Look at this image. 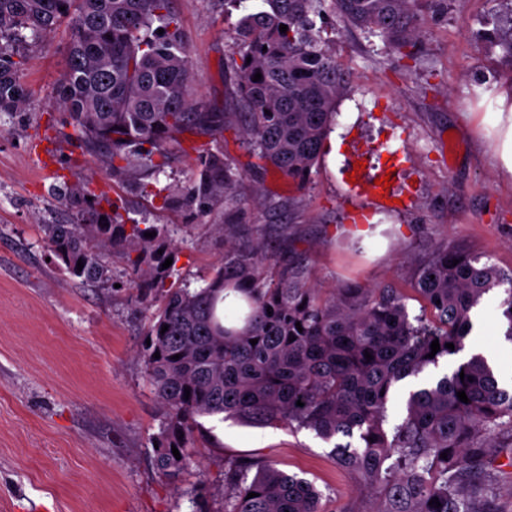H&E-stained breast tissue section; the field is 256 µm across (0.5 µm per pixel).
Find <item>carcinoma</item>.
Segmentation results:
<instances>
[{
	"label": "carcinoma",
	"instance_id": "cac0c4a2",
	"mask_svg": "<svg viewBox=\"0 0 512 512\" xmlns=\"http://www.w3.org/2000/svg\"><path fill=\"white\" fill-rule=\"evenodd\" d=\"M416 2L261 0L249 7L227 67L241 108L238 133L251 152L293 180H310L349 81L321 45L318 24L334 15L411 58L421 36ZM64 20L72 33L53 104L70 138L113 176L161 199V208L210 217L224 236V259L204 286L192 288L169 282L175 266L162 268L169 257L178 261L170 224H128L117 207L104 210L76 186L74 223L43 225L50 252L70 276L110 280L106 250L123 255L134 275L138 301L150 311L141 357L163 409L152 449L160 475L178 481L189 471L193 449L212 437L200 419L231 420L305 429L332 444L355 488L337 512H497L491 460L512 447V390L499 387L483 356L410 392L398 421L387 411L399 383L463 349L471 313L486 295L500 293L512 340V269L439 248L412 284L417 313L393 286L319 288L305 259L288 248V227L274 245L259 224L239 222L243 172L218 145L235 124L189 96L190 45L172 0H0V113L21 110L29 98L21 81L27 39ZM189 136L209 143L191 147L196 157L185 186H159L160 173L188 154ZM227 290L243 296L232 310L245 323L239 331L224 327ZM434 340L440 350L430 358ZM461 390L469 402L459 400ZM434 498L440 506L429 505ZM321 499L314 483L273 461H224L222 512H325Z\"/></svg>",
	"mask_w": 512,
	"mask_h": 512
}]
</instances>
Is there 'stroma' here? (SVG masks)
Here are the masks:
<instances>
[{
	"label": "stroma",
	"instance_id": "35a3bbf8",
	"mask_svg": "<svg viewBox=\"0 0 512 512\" xmlns=\"http://www.w3.org/2000/svg\"><path fill=\"white\" fill-rule=\"evenodd\" d=\"M191 48V98L219 111L234 109L227 67L243 9L225 0H174ZM512 20V0H421L416 54L400 59L378 38L339 18L324 24L323 46L350 74L336 105V152L322 158L312 182L289 179L253 157L234 132L224 149L245 173L244 199L267 230L284 224L292 247L308 260L311 280L325 288L349 281L409 287L438 247L465 249L512 268V183L494 172L477 126L489 104L471 84L512 82V55L487 31ZM68 24L27 52L25 109L0 114V512H192L189 490L205 488L207 512L224 506V460L247 454L270 459L323 492L325 512L354 493L326 443L308 430L215 426L214 442L194 451L199 468L172 483L156 470L150 444L163 411L150 391L140 343L148 314L128 288L125 259L111 254L112 280L83 284L51 258L43 227L67 224L72 207L58 190L88 184L103 203L122 204L130 218L184 224L188 242L176 268L200 286L224 255L211 224L132 190L84 155L50 104L65 69ZM368 166L389 154L403 164L396 190L405 201L380 207L353 196L344 182L348 146ZM367 223L355 239L353 225ZM499 296L484 298L480 346L512 371V348L495 329Z\"/></svg>",
	"mask_w": 512,
	"mask_h": 512
}]
</instances>
